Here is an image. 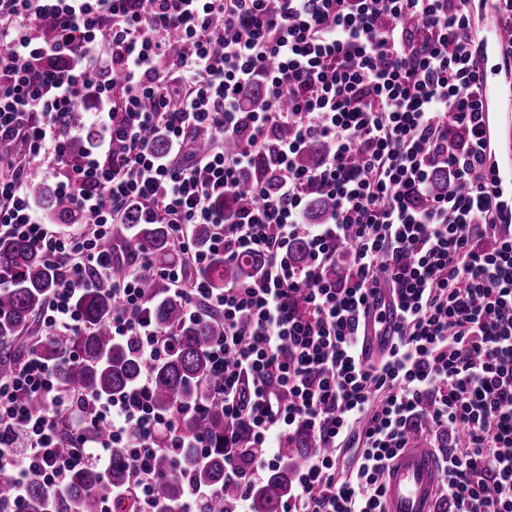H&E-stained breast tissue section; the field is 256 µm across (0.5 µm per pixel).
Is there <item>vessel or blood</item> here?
Segmentation results:
<instances>
[{"label":"vessel or blood","mask_w":512,"mask_h":512,"mask_svg":"<svg viewBox=\"0 0 512 512\" xmlns=\"http://www.w3.org/2000/svg\"><path fill=\"white\" fill-rule=\"evenodd\" d=\"M395 303L389 289L370 297L362 323L360 357L371 363L391 345ZM440 468L430 449L410 446L391 463L385 477L384 512H436Z\"/></svg>","instance_id":"vessel-or-blood-1"}]
</instances>
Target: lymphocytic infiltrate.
<instances>
[{"instance_id": "f902f5d3", "label": "lymphocytic infiltrate", "mask_w": 512, "mask_h": 512, "mask_svg": "<svg viewBox=\"0 0 512 512\" xmlns=\"http://www.w3.org/2000/svg\"><path fill=\"white\" fill-rule=\"evenodd\" d=\"M41 24L53 39L30 37ZM474 27L471 0H0V236L25 238L56 273L41 336L84 331L78 299L107 282L113 339L157 362L175 330L151 316L141 271L152 253L125 225L132 207L142 224L164 213L179 260L164 275L185 320L224 324L209 346L211 391L224 476L242 490L225 512H247L245 489L278 463L273 440L300 430L316 451L285 512H383L384 472L421 428L453 433L437 455L446 512H512V225ZM258 85L264 100L243 108ZM88 100L95 133L81 137L58 117ZM317 142L329 153L302 165ZM29 165L70 204L71 230L50 228ZM439 171L448 186L435 194ZM314 195L332 204L321 224L302 220ZM226 197L240 208H220ZM196 224L211 227L208 249ZM213 251L264 264L217 290L195 275ZM342 259L344 276L330 278ZM382 283L396 339L365 365L362 316ZM39 338L0 376V476L15 504L32 473L65 502L74 469L107 473L122 448L128 482L98 512L118 498L159 512L158 451L204 441L156 407L150 377L111 397L61 385ZM90 416L103 428L94 439Z\"/></svg>"}]
</instances>
